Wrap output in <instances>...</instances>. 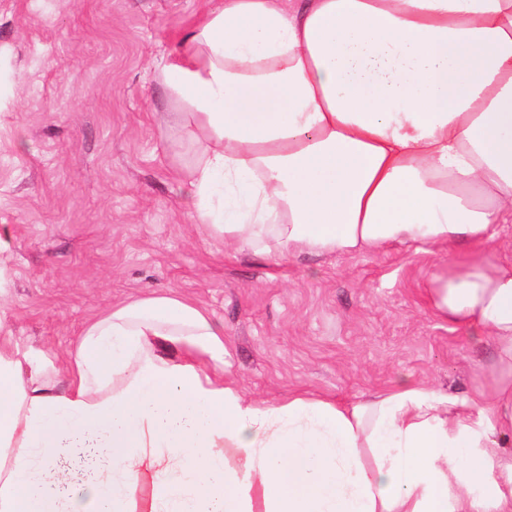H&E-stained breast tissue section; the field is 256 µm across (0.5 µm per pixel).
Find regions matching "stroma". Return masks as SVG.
Masks as SVG:
<instances>
[{
	"instance_id": "1",
	"label": "stroma",
	"mask_w": 512,
	"mask_h": 512,
	"mask_svg": "<svg viewBox=\"0 0 512 512\" xmlns=\"http://www.w3.org/2000/svg\"><path fill=\"white\" fill-rule=\"evenodd\" d=\"M207 0H0V321L19 353L65 358L113 305L174 292L224 327L232 375L274 405L310 391L354 402L400 382L466 394L489 338L433 314L447 256L303 254L274 265L208 238L182 206L194 143L156 64L175 60Z\"/></svg>"
}]
</instances>
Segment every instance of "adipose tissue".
Listing matches in <instances>:
<instances>
[{
    "label": "adipose tissue",
    "instance_id": "adipose-tissue-1",
    "mask_svg": "<svg viewBox=\"0 0 512 512\" xmlns=\"http://www.w3.org/2000/svg\"><path fill=\"white\" fill-rule=\"evenodd\" d=\"M184 46L160 78L210 238L276 264L512 221V0H217ZM426 297L492 339L487 386L269 405L173 294L90 321L60 365L1 335L0 512H512V260L444 266Z\"/></svg>",
    "mask_w": 512,
    "mask_h": 512
}]
</instances>
